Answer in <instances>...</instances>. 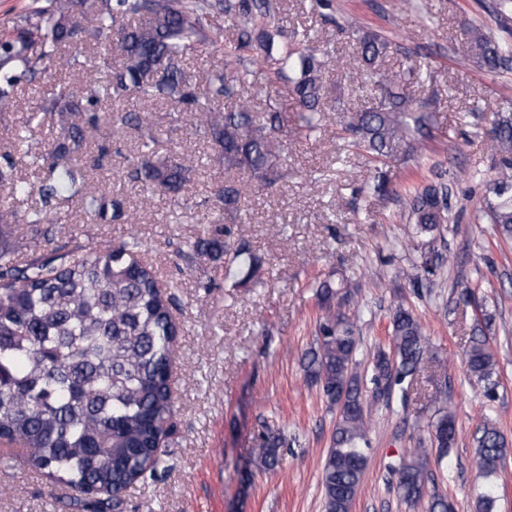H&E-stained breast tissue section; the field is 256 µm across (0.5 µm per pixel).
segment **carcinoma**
<instances>
[{"label":"carcinoma","instance_id":"cac0c4a2","mask_svg":"<svg viewBox=\"0 0 512 512\" xmlns=\"http://www.w3.org/2000/svg\"><path fill=\"white\" fill-rule=\"evenodd\" d=\"M24 16L13 34L0 38V112L15 107L23 83H33L54 69L71 77L31 113L58 116L41 182L10 183L14 197L39 194L41 207L23 215L0 209V225L42 224L45 207L61 208L74 200L94 218L124 220L121 204L95 182L84 179L78 161L90 138L106 126L141 132L143 147L156 140L150 114L136 109H106L114 101L162 99L171 111L188 118L209 137L224 165L267 178L282 153L284 118L263 115L252 102L223 110L220 103L235 93V83L254 76L244 69L234 77L216 64L204 84L191 82L182 67L184 55L202 43L224 56V43L212 38V18L224 15L236 27L234 51L255 55L253 63L275 69L277 96L292 98L299 108L294 133L309 137L322 128L318 110L325 62L315 53L307 32L286 33L275 23L280 0H47ZM363 65L350 72L353 81L368 79L382 91L371 107L349 116L345 131L353 146L376 163L411 159L425 149L429 117L411 109L395 88L397 74L382 67L391 41L376 32L360 37ZM470 52L493 72L512 69V49L475 32ZM93 59L96 78H84L80 58ZM492 133L499 153L496 176L484 198V218L495 231L512 238V115L501 117ZM194 168V159L172 156L154 160L143 154L130 162L128 178L144 190L177 195ZM246 187L224 183L211 192L218 210L234 214ZM408 234L433 241L449 221L447 185L429 184L414 192L402 214ZM140 238L131 234L116 245L97 249H54L31 261L0 251V441L22 448L20 460L72 492L70 505L84 512H114L120 500L102 499L92 489L124 490L167 470L161 443L174 410L171 347L181 334L172 320V295L156 290L154 268L139 257ZM192 255L224 259L225 276L254 272L244 246L213 237H198ZM344 282L318 286L325 309L314 346L302 356L305 379L321 387L328 402L340 408L339 419L322 471L324 512H351L367 464L371 414L361 380L354 371L358 348L356 326L340 298ZM393 354L378 350L373 380L378 393L414 375L428 337L413 311L400 305L391 320ZM472 376L486 381L494 373L493 355L480 340L468 352ZM430 444L444 458L456 442L455 419L442 415L433 425ZM474 461L486 476L507 457L503 435L489 423L475 439ZM288 439L282 430L265 429L251 451L261 472L276 470ZM429 458L418 441L400 461L398 491L413 506L427 496Z\"/></svg>","mask_w":512,"mask_h":512}]
</instances>
